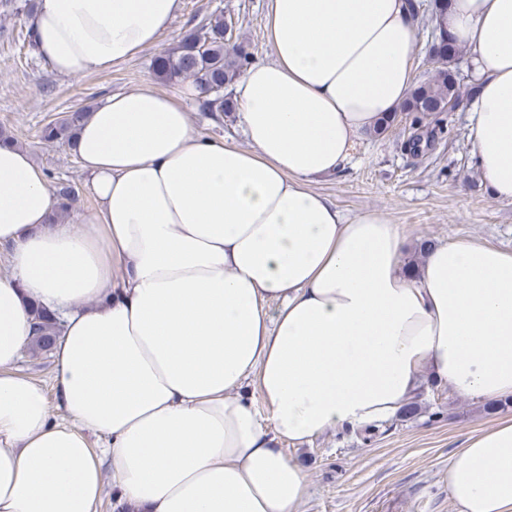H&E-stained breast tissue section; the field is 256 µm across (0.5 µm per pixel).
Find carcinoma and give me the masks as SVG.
<instances>
[{"label": "carcinoma", "mask_w": 512, "mask_h": 512, "mask_svg": "<svg viewBox=\"0 0 512 512\" xmlns=\"http://www.w3.org/2000/svg\"><path fill=\"white\" fill-rule=\"evenodd\" d=\"M448 11V0H434L431 8V23L437 41L429 48V55L436 59L437 66L430 77L417 83L413 92L396 110L383 117L373 129L377 136L389 131L400 115L411 117V134L404 141L405 149L415 155L424 156L434 150L444 135V119L440 115L454 107L460 97V83L455 60L459 48L448 42L439 20ZM227 20L218 15L195 27L176 46L155 57L152 65L153 77L172 83L179 79H191L205 93L201 100L208 112H233L235 103L225 93L253 60L249 45L240 38L234 44L224 40ZM89 108L82 107L68 112L60 120H51L39 130L38 138L43 144L71 143L79 126L86 118ZM57 199L55 219L68 216L78 200L74 187L60 183L53 190ZM37 321L30 350L35 355L51 351L62 324L57 318L39 306H32Z\"/></svg>", "instance_id": "carcinoma-1"}]
</instances>
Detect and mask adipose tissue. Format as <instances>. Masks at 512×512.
<instances>
[{
  "label": "adipose tissue",
  "instance_id": "adipose-tissue-1",
  "mask_svg": "<svg viewBox=\"0 0 512 512\" xmlns=\"http://www.w3.org/2000/svg\"><path fill=\"white\" fill-rule=\"evenodd\" d=\"M180 0H40L39 56L105 71L157 46ZM448 37L477 84L470 142L512 201V0H452ZM270 59L234 89L246 146L203 138L152 85L92 110L72 150L97 200L80 231L28 151L0 145V512H301L284 443L395 417L426 381L512 400V250L461 239L405 270L380 212L311 187L408 97V0H268ZM61 314L53 418L17 364L31 303ZM262 398L259 419L245 392ZM102 440L93 447L90 435ZM456 512H512V417L448 461Z\"/></svg>",
  "mask_w": 512,
  "mask_h": 512
}]
</instances>
